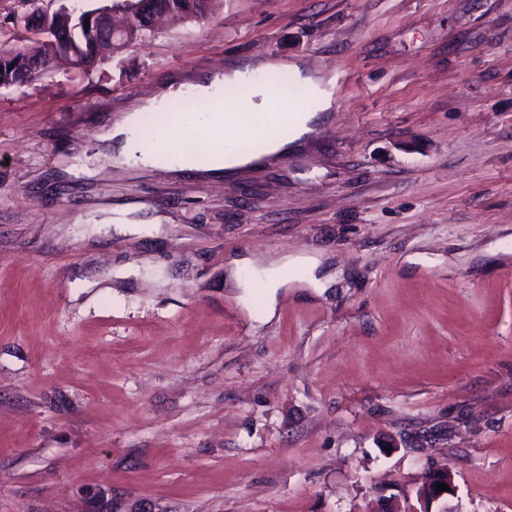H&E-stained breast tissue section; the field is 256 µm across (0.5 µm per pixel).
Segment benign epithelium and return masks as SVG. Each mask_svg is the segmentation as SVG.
Segmentation results:
<instances>
[{"label":"benign epithelium","mask_w":512,"mask_h":512,"mask_svg":"<svg viewBox=\"0 0 512 512\" xmlns=\"http://www.w3.org/2000/svg\"><path fill=\"white\" fill-rule=\"evenodd\" d=\"M56 0H34L32 7L17 18V23L34 41L57 44L77 32H86L85 52L94 58L112 53V46L127 34L132 20L151 15V21L157 22L163 17H176V13L166 9L149 13L147 0H122L120 4L97 8L89 13L76 12L64 6L53 7ZM89 27H84V21ZM448 485V490L440 492L437 484ZM456 492L454 476L446 467L433 468L422 482L420 493L416 494L419 507L410 512H434L433 505L447 499Z\"/></svg>","instance_id":"1"}]
</instances>
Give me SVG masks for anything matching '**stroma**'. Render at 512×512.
<instances>
[{
    "instance_id": "obj_1",
    "label": "stroma",
    "mask_w": 512,
    "mask_h": 512,
    "mask_svg": "<svg viewBox=\"0 0 512 512\" xmlns=\"http://www.w3.org/2000/svg\"><path fill=\"white\" fill-rule=\"evenodd\" d=\"M334 91L237 171L105 157L172 74ZM318 258L246 294L230 259ZM512 512V0H218L0 88V512ZM438 483H445L448 485L449 490L438 492ZM421 487L420 493L416 494L419 509L413 507L412 510H401L396 503V497L389 496L386 499L385 497L382 499L381 505L377 503V508L372 512H447V508L441 510H432V508L435 503L448 499L449 496H454L456 492L454 476L453 473L448 470V467L431 469L417 490Z\"/></svg>"
}]
</instances>
